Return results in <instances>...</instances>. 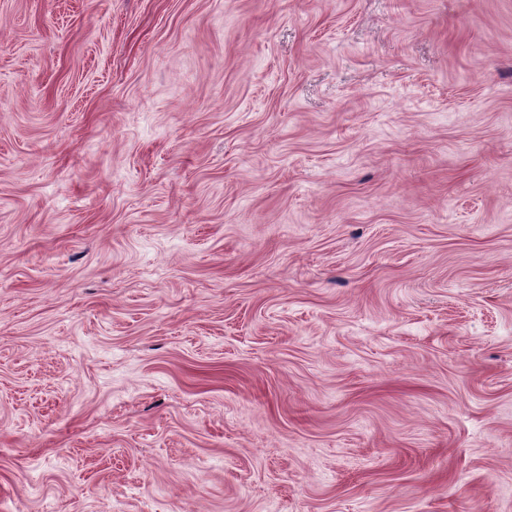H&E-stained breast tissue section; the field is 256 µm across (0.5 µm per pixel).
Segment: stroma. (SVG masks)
Masks as SVG:
<instances>
[{"label":"stroma","mask_w":512,"mask_h":512,"mask_svg":"<svg viewBox=\"0 0 512 512\" xmlns=\"http://www.w3.org/2000/svg\"><path fill=\"white\" fill-rule=\"evenodd\" d=\"M0 512H512V0H0Z\"/></svg>","instance_id":"obj_1"}]
</instances>
